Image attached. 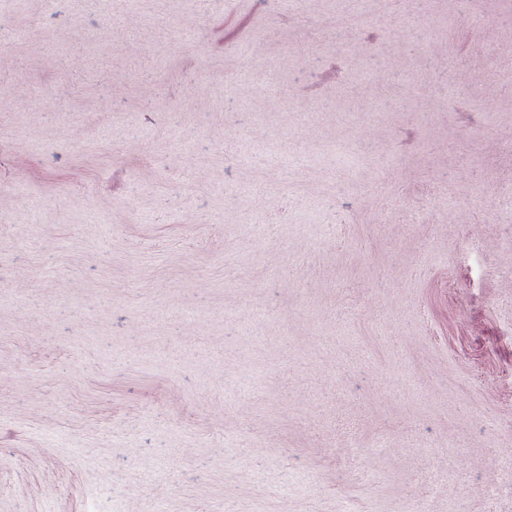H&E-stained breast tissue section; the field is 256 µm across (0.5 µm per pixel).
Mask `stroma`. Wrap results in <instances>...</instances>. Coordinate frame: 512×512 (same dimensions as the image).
Wrapping results in <instances>:
<instances>
[{"label":"stroma","instance_id":"35a3bbf8","mask_svg":"<svg viewBox=\"0 0 512 512\" xmlns=\"http://www.w3.org/2000/svg\"><path fill=\"white\" fill-rule=\"evenodd\" d=\"M352 2L0 0V512H512V0Z\"/></svg>","mask_w":512,"mask_h":512}]
</instances>
